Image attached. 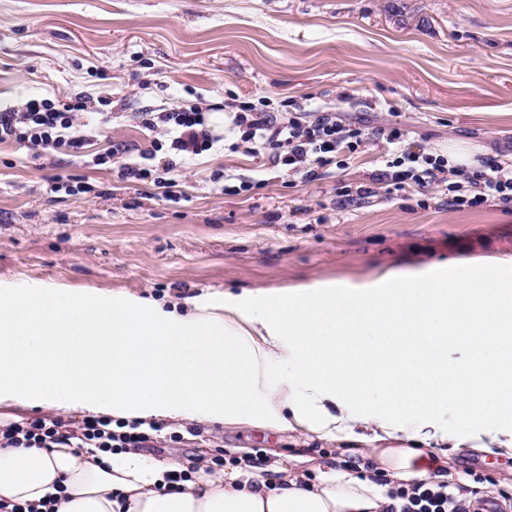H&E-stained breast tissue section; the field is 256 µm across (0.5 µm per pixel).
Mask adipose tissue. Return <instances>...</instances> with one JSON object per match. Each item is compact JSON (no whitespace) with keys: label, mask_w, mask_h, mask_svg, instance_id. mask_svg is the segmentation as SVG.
<instances>
[{"label":"adipose tissue","mask_w":512,"mask_h":512,"mask_svg":"<svg viewBox=\"0 0 512 512\" xmlns=\"http://www.w3.org/2000/svg\"><path fill=\"white\" fill-rule=\"evenodd\" d=\"M476 258L404 278L258 287L221 304L0 285V405L120 419L291 429L361 440L385 475L430 477L424 450L512 448V276ZM475 431L449 432L443 409ZM134 449L0 448V502L58 512H383L370 479L319 472L250 480L245 464L193 471Z\"/></svg>","instance_id":"obj_1"}]
</instances>
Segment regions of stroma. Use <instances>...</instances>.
I'll return each mask as SVG.
<instances>
[{"label":"stroma","mask_w":512,"mask_h":512,"mask_svg":"<svg viewBox=\"0 0 512 512\" xmlns=\"http://www.w3.org/2000/svg\"><path fill=\"white\" fill-rule=\"evenodd\" d=\"M349 100H342V93ZM88 97L112 120L84 156L58 172L100 190L49 201L30 152L0 144V283L85 288L167 304L223 300L258 286L386 269L512 259V210L496 200L456 211L444 186L344 202L336 189L370 183L388 146L372 136L345 171L305 182L264 158L219 147L183 165L185 198L118 182L92 166L112 143L150 150L138 112L198 105L232 117L239 102L274 112H340L444 150L512 153V0H0V110L30 96ZM253 181L228 195L217 173ZM151 462L234 464L253 479L271 460L289 474L333 469L366 477L367 445L290 430L199 425V434L146 448ZM442 481L468 497L512 502V450L449 449Z\"/></svg>","instance_id":"stroma-1"}]
</instances>
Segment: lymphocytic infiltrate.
<instances>
[{
	"instance_id": "obj_1",
	"label": "lymphocytic infiltrate",
	"mask_w": 512,
	"mask_h": 512,
	"mask_svg": "<svg viewBox=\"0 0 512 512\" xmlns=\"http://www.w3.org/2000/svg\"><path fill=\"white\" fill-rule=\"evenodd\" d=\"M82 96L68 101L32 98L23 110L0 112V143L14 141L37 150L44 156L65 154L81 156L86 144L101 132L100 125L80 122L85 111ZM142 126L162 134L175 159L161 165L148 162L146 155H132L128 145H111L94 157L100 166L120 158L118 176L129 183H152L163 197L178 198L180 183L173 176L176 158H190L210 151L218 138L206 125L198 107L176 112H144ZM237 147L253 155H268L276 166L288 167L308 182L319 180L320 170L328 164L345 169V154L364 148L369 135L361 124L348 121L335 112H270L252 103L241 105L232 122ZM390 149L372 184L343 189V196L364 198L377 188L387 192L409 188L425 189L446 184L448 205L457 210L475 209L495 199L512 206V165L495 158H481L473 169L449 168L447 157L414 148L407 132L398 126L381 129ZM164 426L159 422L142 425L138 421L115 420L105 416H87L75 423L59 419L0 423V448H94L114 452L126 448H151ZM385 512H471V503L463 493L449 491L447 485L417 483L411 489L393 492Z\"/></svg>"
}]
</instances>
